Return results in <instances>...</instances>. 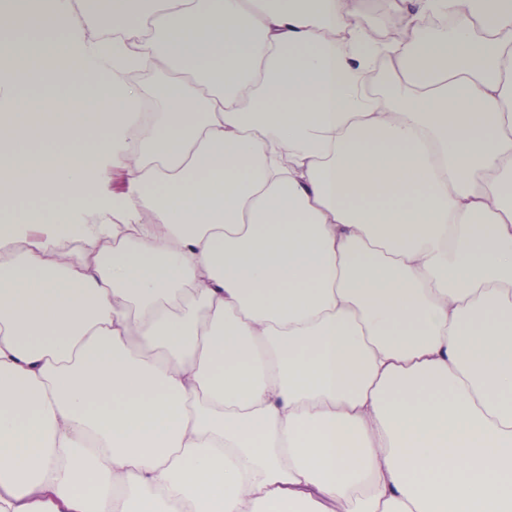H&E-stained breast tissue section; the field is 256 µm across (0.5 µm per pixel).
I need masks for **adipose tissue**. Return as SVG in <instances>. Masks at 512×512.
<instances>
[{"label":"adipose tissue","mask_w":512,"mask_h":512,"mask_svg":"<svg viewBox=\"0 0 512 512\" xmlns=\"http://www.w3.org/2000/svg\"><path fill=\"white\" fill-rule=\"evenodd\" d=\"M366 5L0 8V512H512V0Z\"/></svg>","instance_id":"adipose-tissue-1"}]
</instances>
